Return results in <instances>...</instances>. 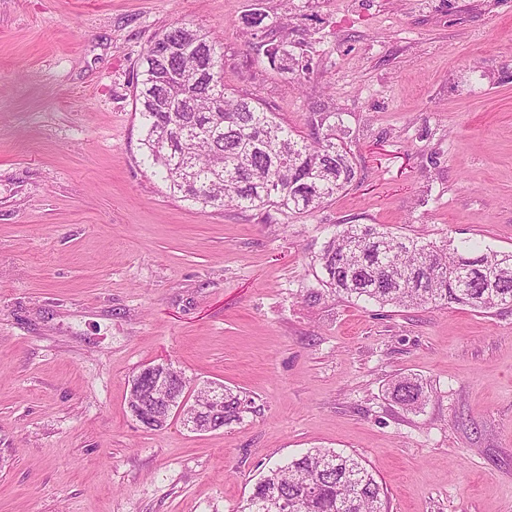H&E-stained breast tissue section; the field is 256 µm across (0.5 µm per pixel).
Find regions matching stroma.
Segmentation results:
<instances>
[{"label":"stroma","instance_id":"obj_1","mask_svg":"<svg viewBox=\"0 0 512 512\" xmlns=\"http://www.w3.org/2000/svg\"><path fill=\"white\" fill-rule=\"evenodd\" d=\"M179 22L280 121L339 113L356 182L291 217L170 194L134 92ZM337 224L512 251V0H0V512H239L314 447L360 457L390 512H512V307L306 302ZM157 362L251 411L143 428L127 395ZM266 57L274 67L276 66L287 77L288 74H291V79L296 81H300L301 74L304 73V70H307L306 65L300 68L299 59L297 60L292 54L288 53V49L283 42L274 43V40H271L266 49ZM392 397L397 404L410 409L418 408L426 401L422 384L410 378H405L395 384Z\"/></svg>","mask_w":512,"mask_h":512}]
</instances>
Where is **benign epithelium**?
I'll list each match as a JSON object with an SVG mask.
<instances>
[{
	"instance_id": "7a95c632",
	"label": "benign epithelium",
	"mask_w": 512,
	"mask_h": 512,
	"mask_svg": "<svg viewBox=\"0 0 512 512\" xmlns=\"http://www.w3.org/2000/svg\"><path fill=\"white\" fill-rule=\"evenodd\" d=\"M167 367L166 362L150 363L132 379L128 396V408L132 416L145 427H155L167 423L171 414L175 413L190 430H209L207 426L199 427L196 419L202 412L220 410L218 402L224 398V385L211 384L204 405L186 403L180 391L172 386Z\"/></svg>"
}]
</instances>
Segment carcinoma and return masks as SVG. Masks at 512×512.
Masks as SVG:
<instances>
[{
    "label": "carcinoma",
    "mask_w": 512,
    "mask_h": 512,
    "mask_svg": "<svg viewBox=\"0 0 512 512\" xmlns=\"http://www.w3.org/2000/svg\"><path fill=\"white\" fill-rule=\"evenodd\" d=\"M266 57L298 81L306 67L284 43H269ZM135 110L143 129L144 163L170 194L201 208L232 206L310 213L344 193L357 168L344 147L334 112H315L310 133L277 120L257 99L224 86L223 54L216 38L189 23L165 29L148 45ZM326 289L351 301L379 305L457 304L489 311L512 307V252L475 246H441L395 234L382 224H338L317 256ZM392 397L406 408L424 404L415 379L395 384ZM228 390L213 426L243 418L248 407ZM387 512V495L359 458L330 448H311L269 470L240 512Z\"/></svg>",
    "instance_id": "obj_1"
}]
</instances>
